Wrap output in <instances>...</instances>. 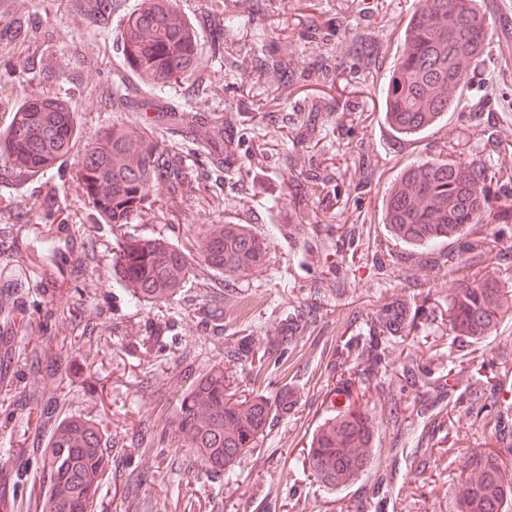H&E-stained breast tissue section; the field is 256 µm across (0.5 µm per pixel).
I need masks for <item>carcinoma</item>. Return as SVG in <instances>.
Here are the masks:
<instances>
[{"label":"carcinoma","instance_id":"1","mask_svg":"<svg viewBox=\"0 0 512 512\" xmlns=\"http://www.w3.org/2000/svg\"><path fill=\"white\" fill-rule=\"evenodd\" d=\"M71 11L85 16L94 29H107L112 16L122 17L118 47L122 67L112 82L97 90L101 107L112 112L169 114L167 132L178 140L200 146L217 171L229 166L224 158V116L186 111L174 100L209 94L211 73L201 62L200 34L206 30L210 51L224 53V33L241 25L240 15L224 0L202 19H187L176 0H147L135 10L126 0H68ZM252 12L269 19L277 0H250ZM408 19L404 48L389 67L381 100L393 133L414 138L448 115L455 105L467 70L480 57L489 24L478 0H420ZM37 23L18 14L15 0H0V47H30ZM241 58L224 62V70L240 72L285 102L308 74L318 80H336V55L328 51L315 67L299 65L253 41L243 42ZM351 49L366 69L375 63L377 50L362 34L351 37ZM97 63L93 56L71 60L46 51L27 52L0 66V105L10 106L6 88L18 71H36L43 80H76L80 67ZM10 126L0 131V207L13 208L8 189L37 178L48 185L39 207L53 212L57 187L52 180L64 158L74 149L77 114L67 96L34 95L12 107ZM494 173L481 163L448 156L423 159L406 169L384 202V224L393 237L429 253L460 237L471 224L490 223L486 180ZM71 178L82 188L90 207L89 218L110 224L117 231L152 210L156 185L167 186L168 198L182 200L193 192L182 159L142 129L112 125L86 143ZM197 255L212 272L242 276L260 267L267 239L248 224H213L198 236ZM115 274L133 304H164L183 292L196 278L194 258L160 237L131 231L117 241ZM466 250L448 255L459 274L448 294L450 329L455 336L478 342L489 336L500 319L512 310V289L502 288L488 273L473 271ZM413 316L402 304H387L370 318L357 335L339 344L336 364L347 377L337 380L343 405L326 418L313 434L305 462L324 486H348L373 469L372 441L375 420L357 408L350 396L353 381L367 380L386 371L388 342L411 329ZM306 322L296 315L274 336L256 343L248 336L238 343V355L262 361L285 353L295 333ZM361 347L354 354L352 348ZM430 375L414 364L402 386L414 388ZM299 388L289 387L273 397L265 394L235 399L228 391L224 368L214 366L200 374L184 394L175 432L182 446L210 471L232 476V466L256 447L277 416L288 414L298 400ZM108 435L102 423L82 416L61 418L45 447L40 449L42 469L49 477L45 512H94L102 478L111 470ZM396 463L377 475L374 512H385V484ZM459 512H507L512 506V480L507 471L486 462L460 476L456 486Z\"/></svg>","mask_w":512,"mask_h":512}]
</instances>
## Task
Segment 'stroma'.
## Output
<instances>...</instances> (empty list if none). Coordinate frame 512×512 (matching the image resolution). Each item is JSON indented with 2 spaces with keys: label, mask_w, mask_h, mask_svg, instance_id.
<instances>
[{
  "label": "stroma",
  "mask_w": 512,
  "mask_h": 512,
  "mask_svg": "<svg viewBox=\"0 0 512 512\" xmlns=\"http://www.w3.org/2000/svg\"><path fill=\"white\" fill-rule=\"evenodd\" d=\"M278 29L269 33L253 17L249 0L237 9L249 38L293 56L315 58L333 49L341 63L334 85L300 81L288 103L237 111L244 76L226 75L206 58L215 83L212 96L187 100L193 110L225 109L226 143L235 161L216 177L201 150L181 143L198 191L179 203L157 186L152 215L130 229L193 251L207 225H251L268 238L263 266L245 276L196 269L197 281L161 305H132L113 275L111 225L87 220L88 202L70 180L74 158L57 178L60 212L34 210L30 224L11 223L0 212V234L28 259L29 286L15 311L0 316V512H43L49 479L36 448L50 435L41 414L90 417L112 434V469L100 487L101 512H366L371 477L330 490L304 472L312 435L331 412L329 395L339 378L333 368L337 343L357 333L383 305L404 302L419 314L407 339H392L387 371L354 383L351 395L378 426L373 440L377 467L395 465L388 512H457L455 486L464 466L485 452L512 444V401L471 388L461 374L454 400L436 382L401 388L408 361L447 372L449 361L480 356L499 383H512V314L482 342L454 340L448 291L458 278L448 262L458 242L427 255L392 237L383 224V201L400 173L416 161L449 154L482 161L495 172L488 209L498 212L512 193V0H482L490 20L482 54L447 118L417 138L391 132L379 89L400 54L404 28L419 0H278ZM41 16L35 33L58 55L94 54L73 89L46 84L36 73L18 75L9 94L69 91L78 107L82 141L118 123L138 125L136 112H106L95 88L111 80L120 52L115 31L97 32L70 14L66 0H25ZM343 17L354 33L379 47L376 70H363L342 35L303 38L307 20L328 27ZM323 103L315 141L301 125L312 98ZM476 268L489 269L512 289V220L476 224L464 240ZM492 243L500 257L487 265L481 252ZM317 306V320L303 337L264 367L234 358L244 336L275 334L288 314ZM64 354L56 363V354ZM220 366L238 395L277 393L294 384L301 397L275 417L252 452L239 459L231 479L202 468L175 434L180 398L206 369ZM26 454H18L19 443Z\"/></svg>",
  "instance_id": "stroma-1"
}]
</instances>
